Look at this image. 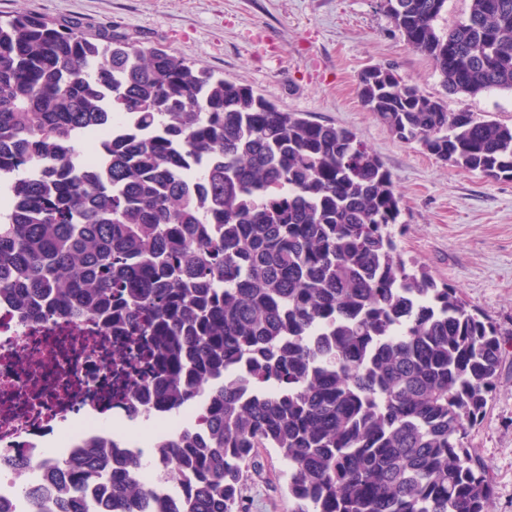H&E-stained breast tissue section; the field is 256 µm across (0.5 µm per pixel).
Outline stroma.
Returning <instances> with one entry per match:
<instances>
[{
	"label": "stroma",
	"instance_id": "stroma-1",
	"mask_svg": "<svg viewBox=\"0 0 512 512\" xmlns=\"http://www.w3.org/2000/svg\"><path fill=\"white\" fill-rule=\"evenodd\" d=\"M31 12L75 21L83 34L107 28L164 45L196 68L251 86L280 109L353 130L380 159L404 200L394 228L406 258L498 325L503 360L468 446L493 479L488 512H512V180L445 163L394 136L362 105L360 73L392 68L451 112L512 124V93L444 89L433 62L413 50L380 0H0V16ZM275 450L260 452L242 486L244 512H289Z\"/></svg>",
	"mask_w": 512,
	"mask_h": 512
}]
</instances>
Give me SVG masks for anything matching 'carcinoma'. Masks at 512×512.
Returning a JSON list of instances; mask_svg holds the SVG:
<instances>
[{
    "label": "carcinoma",
    "instance_id": "carcinoma-1",
    "mask_svg": "<svg viewBox=\"0 0 512 512\" xmlns=\"http://www.w3.org/2000/svg\"><path fill=\"white\" fill-rule=\"evenodd\" d=\"M453 94L512 93V0H381ZM359 96L399 139L512 179V126L375 65ZM108 112L142 131L104 170L75 140ZM198 168L200 184L186 179ZM0 296L30 317L68 310L135 338L140 396L199 410L167 448L191 512H241L257 449L288 462L292 512H487L466 445L502 359L499 328L398 249L402 197L358 138L125 34L0 17ZM131 473L138 449L117 460ZM75 481L108 480L83 459ZM57 512H83L77 491ZM470 0H448V11L443 12L437 21L439 29H449L455 26L469 11Z\"/></svg>",
    "mask_w": 512,
    "mask_h": 512
}]
</instances>
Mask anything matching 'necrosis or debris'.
I'll return each instance as SVG.
<instances>
[{"label":"necrosis or debris","mask_w":512,"mask_h":512,"mask_svg":"<svg viewBox=\"0 0 512 512\" xmlns=\"http://www.w3.org/2000/svg\"><path fill=\"white\" fill-rule=\"evenodd\" d=\"M122 352L135 354L131 338L114 335L98 317L33 321L0 298V452L28 461L0 468V512H31L33 489L42 512H52L59 489L46 469L55 459L49 440L62 441L66 457L77 458L90 441L128 447L139 430L148 433L151 452L139 474L142 494L127 503L128 512L151 500L189 512L192 480L167 475L165 450L179 422L166 406L139 405L127 379L114 375L112 362Z\"/></svg>","instance_id":"necrosis-or-debris-1"}]
</instances>
